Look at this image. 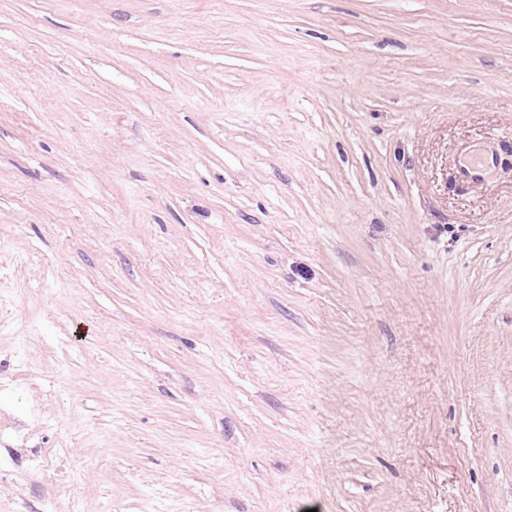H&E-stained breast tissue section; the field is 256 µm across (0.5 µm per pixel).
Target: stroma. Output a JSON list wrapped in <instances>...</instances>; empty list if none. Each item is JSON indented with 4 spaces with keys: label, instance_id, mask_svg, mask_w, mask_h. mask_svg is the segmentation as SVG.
<instances>
[{
    "label": "stroma",
    "instance_id": "35a3bbf8",
    "mask_svg": "<svg viewBox=\"0 0 512 512\" xmlns=\"http://www.w3.org/2000/svg\"><path fill=\"white\" fill-rule=\"evenodd\" d=\"M2 413L0 512H512V0H0ZM493 162V154L480 147L465 152L459 165L460 175L468 181L480 182Z\"/></svg>",
    "mask_w": 512,
    "mask_h": 512
}]
</instances>
